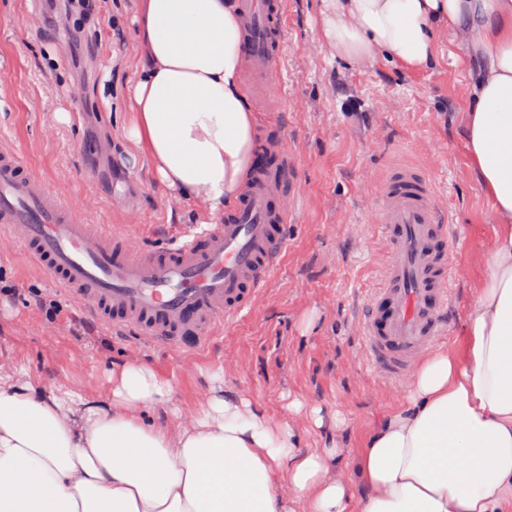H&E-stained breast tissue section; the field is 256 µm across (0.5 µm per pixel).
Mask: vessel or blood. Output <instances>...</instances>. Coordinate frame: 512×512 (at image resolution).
<instances>
[{
  "instance_id": "obj_1",
  "label": "vessel or blood",
  "mask_w": 512,
  "mask_h": 512,
  "mask_svg": "<svg viewBox=\"0 0 512 512\" xmlns=\"http://www.w3.org/2000/svg\"><path fill=\"white\" fill-rule=\"evenodd\" d=\"M240 9L251 74L263 94L273 95L284 0H240ZM272 150L277 166L255 164L233 206L199 231L143 250L129 236L88 223L74 199L28 171L16 149L1 148L0 236L95 318H110L155 345L195 350L241 315L285 252L293 161L285 139L274 140ZM375 188L388 257L365 300L361 340L377 374L403 383L449 331L459 231L436 209L422 169H392Z\"/></svg>"
}]
</instances>
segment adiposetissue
Masks as SVG:
<instances>
[{"label":"adipose tissue","instance_id":"1","mask_svg":"<svg viewBox=\"0 0 512 512\" xmlns=\"http://www.w3.org/2000/svg\"><path fill=\"white\" fill-rule=\"evenodd\" d=\"M135 25L149 64L130 134L162 184L222 211L256 136L238 0H144ZM449 32L482 59L464 136L497 226L459 351L422 362L363 442L361 512H512V0H325L322 35L357 67L426 68ZM109 381L92 398L0 371V512H351L338 444L300 450L290 424L228 389L158 428L166 378L127 361Z\"/></svg>","mask_w":512,"mask_h":512}]
</instances>
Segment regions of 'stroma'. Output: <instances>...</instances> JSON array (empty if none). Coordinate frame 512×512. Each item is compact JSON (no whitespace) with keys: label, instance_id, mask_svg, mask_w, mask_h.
Returning a JSON list of instances; mask_svg holds the SVG:
<instances>
[{"label":"stroma","instance_id":"stroma-1","mask_svg":"<svg viewBox=\"0 0 512 512\" xmlns=\"http://www.w3.org/2000/svg\"><path fill=\"white\" fill-rule=\"evenodd\" d=\"M142 0H101L97 57L72 63L65 31L28 25L46 0H0V147H16L58 194L76 197L92 224L132 233L150 250L212 214L162 185L145 149L128 130L133 85L146 64L134 19ZM323 0H286L284 49L273 69L280 99L261 96L250 71L242 84L258 134L281 135L295 166L288 247L268 284L242 315L192 352L153 346L91 322L81 301L0 238V282L19 297L0 301V364L24 366L46 389L63 381L96 396L112 365L138 361L167 378L168 404L156 426L190 418L210 387L222 383L268 415L295 421L303 450L322 447L327 431L295 419L292 400L338 415L340 464L363 498L356 458L364 438L406 399L408 387L384 384L358 332L361 308L384 267L388 246L376 225L370 177L391 167L422 168L434 201L461 234L456 252L450 334L459 347L467 314L488 270L496 217L468 157L463 125L471 55L452 35L424 71L377 62L362 68L336 58L322 37ZM82 85L81 98L67 86ZM92 143V151L81 148ZM60 300L47 318L40 303Z\"/></svg>","mask_w":512,"mask_h":512}]
</instances>
